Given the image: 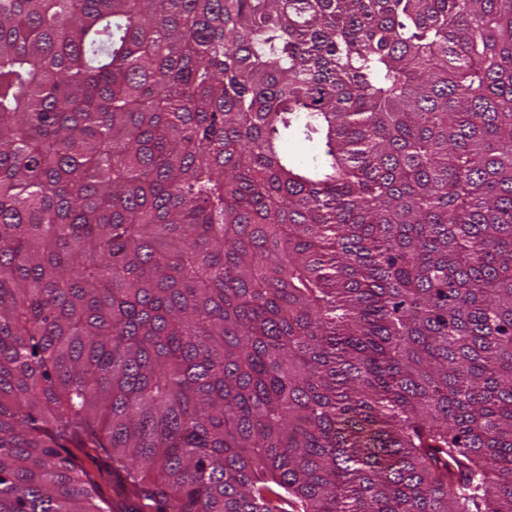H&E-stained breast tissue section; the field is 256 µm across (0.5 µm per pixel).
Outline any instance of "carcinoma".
I'll return each instance as SVG.
<instances>
[{
  "instance_id": "obj_1",
  "label": "carcinoma",
  "mask_w": 512,
  "mask_h": 512,
  "mask_svg": "<svg viewBox=\"0 0 512 512\" xmlns=\"http://www.w3.org/2000/svg\"><path fill=\"white\" fill-rule=\"evenodd\" d=\"M0 512H512V0H0Z\"/></svg>"
}]
</instances>
